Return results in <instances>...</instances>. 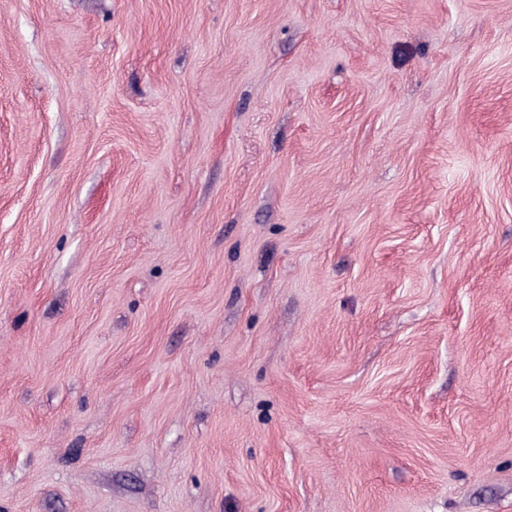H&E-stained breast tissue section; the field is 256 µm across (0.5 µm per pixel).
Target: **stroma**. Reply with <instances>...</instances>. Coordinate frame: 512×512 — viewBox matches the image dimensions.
I'll list each match as a JSON object with an SVG mask.
<instances>
[{
  "instance_id": "stroma-1",
  "label": "stroma",
  "mask_w": 512,
  "mask_h": 512,
  "mask_svg": "<svg viewBox=\"0 0 512 512\" xmlns=\"http://www.w3.org/2000/svg\"><path fill=\"white\" fill-rule=\"evenodd\" d=\"M0 512H512V0H0Z\"/></svg>"
}]
</instances>
